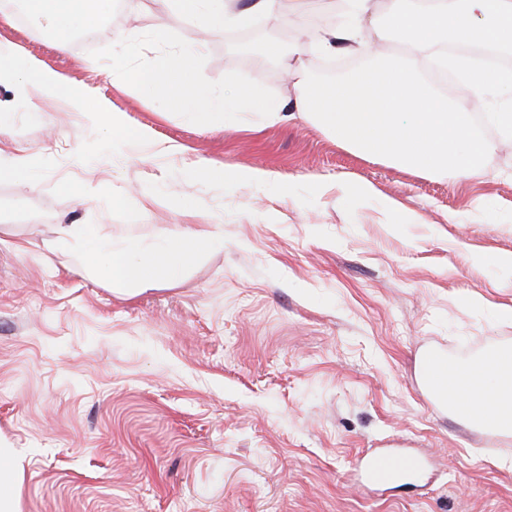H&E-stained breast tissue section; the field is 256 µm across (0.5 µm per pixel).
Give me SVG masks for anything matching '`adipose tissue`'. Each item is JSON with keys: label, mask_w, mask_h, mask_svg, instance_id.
I'll use <instances>...</instances> for the list:
<instances>
[{"label": "adipose tissue", "mask_w": 512, "mask_h": 512, "mask_svg": "<svg viewBox=\"0 0 512 512\" xmlns=\"http://www.w3.org/2000/svg\"><path fill=\"white\" fill-rule=\"evenodd\" d=\"M170 3L174 11L196 19L204 38L224 22L243 26L276 12L280 0H249L236 10L228 9L226 0ZM22 6L30 19V36L57 34L56 46L62 50L66 33L98 27L111 12L113 0H22ZM379 10L390 24L384 37L366 46L362 68L324 83L306 76L304 61L310 51L329 53L338 45L362 42L361 20ZM349 11V23L316 33L312 40H297L286 49L275 43L265 46V56L297 76L289 105L268 97L256 80L229 92L200 85L196 77L200 43L170 54L156 67L135 72L134 78L144 92L167 90L184 119L198 126L246 110L269 125L290 119L313 122L343 147L422 174L462 177L480 171L497 152L498 143L477 134L472 113L440 93L404 60L390 55L387 37L398 34L420 55L433 54L451 38L512 50V0H387L383 6L378 0H349ZM19 75L41 87L61 90L72 107L102 117L111 132L102 147L105 158L145 141L144 133H127L121 113L62 90L57 74L38 61L25 62ZM60 234L62 243L82 248L100 262L102 276L113 287L126 291L173 280L192 259L220 244L205 224L162 233L145 245L117 243L82 224L62 225ZM443 397L450 408L465 410L473 424L511 430L512 347L494 345L478 359L454 362Z\"/></svg>", "instance_id": "1"}]
</instances>
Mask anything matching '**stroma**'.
I'll return each mask as SVG.
<instances>
[{
	"label": "stroma",
	"instance_id": "obj_1",
	"mask_svg": "<svg viewBox=\"0 0 512 512\" xmlns=\"http://www.w3.org/2000/svg\"><path fill=\"white\" fill-rule=\"evenodd\" d=\"M28 27L0 25V40L149 140L101 160L102 122L0 72V160L25 148L33 175L0 172V448L17 451V512H512V472L494 463L512 457V431L450 414L418 371L428 353L512 346V314L494 313L512 311V280L491 263L512 253V147L480 175L435 177L308 122L201 129L133 78L197 37L167 0H118L88 46ZM231 31L208 36L201 81L257 78L293 98L282 69L230 48ZM197 161L269 177L184 183ZM145 184L191 199L224 244L179 281L122 296L58 245L59 227L120 241L182 224L164 202L113 207V187ZM384 447L425 459L419 486L364 490L356 458Z\"/></svg>",
	"mask_w": 512,
	"mask_h": 512
}]
</instances>
